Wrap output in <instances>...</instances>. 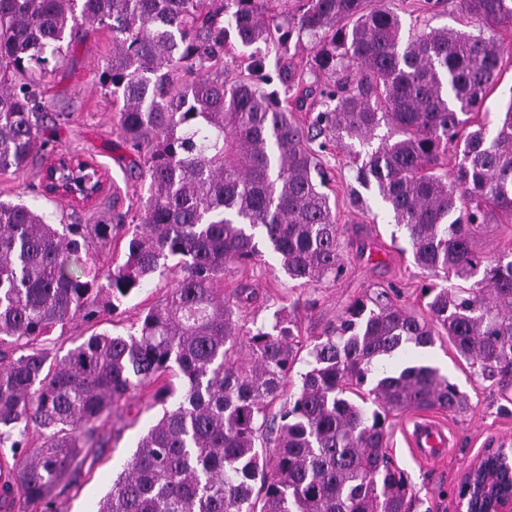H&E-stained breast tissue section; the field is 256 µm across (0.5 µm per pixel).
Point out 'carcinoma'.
Instances as JSON below:
<instances>
[{"instance_id": "cac0c4a2", "label": "carcinoma", "mask_w": 512, "mask_h": 512, "mask_svg": "<svg viewBox=\"0 0 512 512\" xmlns=\"http://www.w3.org/2000/svg\"><path fill=\"white\" fill-rule=\"evenodd\" d=\"M458 8L478 33L407 35L375 0H0V171L46 151L49 59L102 26L112 57L97 83L119 103V138L147 185L125 259L105 269L87 262L110 252L112 225L49 224L23 200L0 201V447L12 452L0 508H53V490L102 444L112 406L154 386L167 409L96 512H414L387 452L388 415L468 401L425 361L389 375L382 358L445 335L472 375L512 384V255L474 248L492 215L512 222V95L494 136L471 129L500 73L484 29L512 24V0ZM258 43L278 61L295 52L274 75L252 52L227 80L226 48ZM304 111L316 112L306 126L294 116ZM330 142L360 162L355 180L376 186L435 281L422 289L427 314L384 293L358 298L305 346L285 309L238 325L255 291L220 285L227 265L264 248L301 286L336 276L320 163ZM169 275L165 301L125 333L95 331L50 358L56 327L91 329ZM303 360L271 450L269 407ZM167 373L182 385L161 382Z\"/></svg>"}]
</instances>
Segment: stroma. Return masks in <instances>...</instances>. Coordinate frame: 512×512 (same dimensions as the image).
<instances>
[{
    "mask_svg": "<svg viewBox=\"0 0 512 512\" xmlns=\"http://www.w3.org/2000/svg\"><path fill=\"white\" fill-rule=\"evenodd\" d=\"M385 5L401 16L405 26L419 30L466 27L453 0H385ZM494 36L502 48L499 81L478 115L491 130L512 97V28H497ZM111 56L112 33L99 30L86 43L70 48L42 84L43 97L61 114L48 132L52 145L59 151L76 152L99 168L106 180L101 197L83 207L45 195L41 167L34 164L0 172L1 201L24 200L38 207L52 224H108L113 215L129 218L139 210L146 188L134 165L135 155L117 136V103L96 83ZM323 161L330 201L336 207V222L341 228L339 275L316 286L299 287L267 253L248 265H231L224 271L225 289L246 282L258 293L257 301L242 315L245 325L266 322L274 311L285 308L294 312L300 338L306 344L336 323L353 300L385 289L390 290L394 302L424 313L421 288L430 281L428 273L415 264L403 230L393 223L375 189L355 182L345 153L331 148ZM169 289L168 281L157 278L145 284L117 311L113 332H125L142 310L161 303ZM421 354L426 363L439 368L468 396L470 407L462 413L410 409L391 416L387 450L409 477L419 499L417 512H456L455 488L483 454L487 440L512 434V400H504L501 386L472 376L447 339L436 340ZM162 414L161 405L152 400L147 389L114 405L111 443L85 459L68 486L58 488L56 512H96L98 501L134 453L140 436ZM424 421L436 423L448 437L441 461L423 462L407 445L409 433Z\"/></svg>",
    "mask_w": 512,
    "mask_h": 512,
    "instance_id": "35a3bbf8",
    "label": "stroma"
}]
</instances>
